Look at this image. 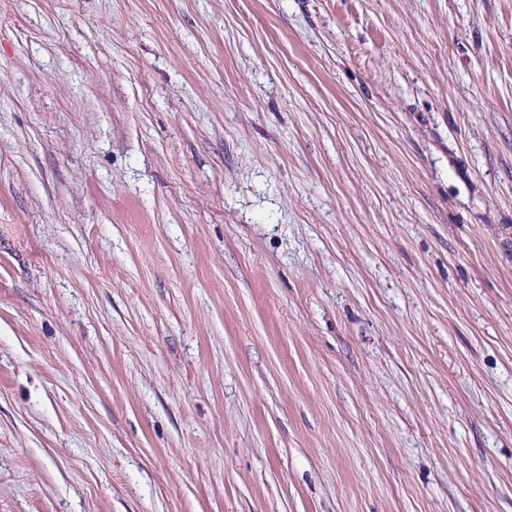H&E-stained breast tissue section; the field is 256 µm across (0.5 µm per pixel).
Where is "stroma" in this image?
<instances>
[{"label": "stroma", "mask_w": 512, "mask_h": 512, "mask_svg": "<svg viewBox=\"0 0 512 512\" xmlns=\"http://www.w3.org/2000/svg\"><path fill=\"white\" fill-rule=\"evenodd\" d=\"M0 512H512V0H0Z\"/></svg>", "instance_id": "obj_1"}]
</instances>
